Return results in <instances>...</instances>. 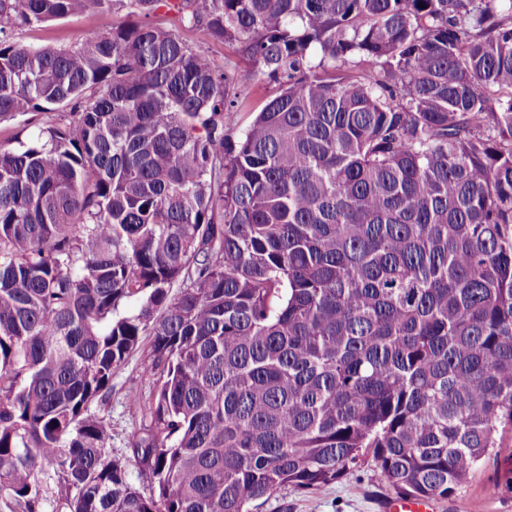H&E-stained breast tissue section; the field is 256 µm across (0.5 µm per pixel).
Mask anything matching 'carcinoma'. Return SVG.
<instances>
[{
	"mask_svg": "<svg viewBox=\"0 0 512 512\" xmlns=\"http://www.w3.org/2000/svg\"><path fill=\"white\" fill-rule=\"evenodd\" d=\"M0 0V503L256 512L372 450L398 495L512 492V0ZM71 48L19 25L124 6ZM236 44L275 94L204 46ZM154 393L112 456V375ZM154 479L149 493L132 468ZM150 21L159 27L169 30H177L189 43L195 41L193 31L185 21H182L180 15L175 11H167L166 9L161 8L156 12V14L151 16ZM70 112H75L72 105L62 107L51 112H29L25 115H17L14 119L0 122V144L13 145V136L21 128L28 124L30 131L38 127L68 123L71 120ZM144 354L142 350L133 354L112 377V395L106 404L93 403L91 410L104 414L112 427V454L128 458L135 436L140 434L142 421L134 420L128 413L130 398L137 393L141 400L149 398L152 384L142 376Z\"/></svg>",
	"mask_w": 512,
	"mask_h": 512,
	"instance_id": "carcinoma-1",
	"label": "carcinoma"
}]
</instances>
